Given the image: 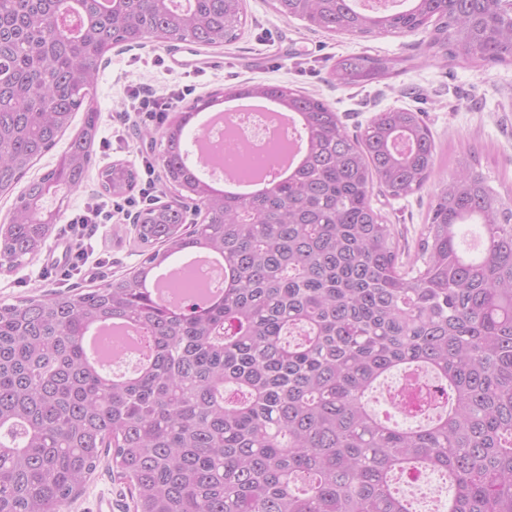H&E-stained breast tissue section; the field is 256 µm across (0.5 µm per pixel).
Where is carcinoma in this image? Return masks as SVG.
<instances>
[{
    "mask_svg": "<svg viewBox=\"0 0 512 512\" xmlns=\"http://www.w3.org/2000/svg\"><path fill=\"white\" fill-rule=\"evenodd\" d=\"M0 0V194L51 151L84 110L56 165L31 181L0 235V262L37 255L54 224L53 188L81 187L92 166L98 72L116 45L234 41L243 0ZM355 0H275L285 19L330 33L427 32L424 54L512 63V14L497 0H411L370 16ZM414 57L351 53L331 78L363 87ZM298 111L304 158L288 180L249 199L213 195L181 161L198 99L159 132L165 189L188 201L149 207L135 232L143 259L97 288L0 303V512H67L111 455L134 512H415L397 480L448 479L445 512H512V198L463 163L440 186L421 248L402 261L394 225L372 204L423 188L435 165L420 112L380 110L351 134L325 101L284 85L240 84ZM245 147L227 154L245 173ZM135 169L99 171L106 196L126 195ZM202 215L189 230L187 209ZM219 253L230 271L209 308L169 309L142 288L175 252ZM145 332L148 362L111 377L112 352H85L98 325ZM442 382L448 408L405 430L368 407L394 369Z\"/></svg>",
    "mask_w": 512,
    "mask_h": 512,
    "instance_id": "1",
    "label": "carcinoma"
}]
</instances>
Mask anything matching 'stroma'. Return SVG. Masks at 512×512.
Segmentation results:
<instances>
[{"label": "stroma", "mask_w": 512, "mask_h": 512, "mask_svg": "<svg viewBox=\"0 0 512 512\" xmlns=\"http://www.w3.org/2000/svg\"><path fill=\"white\" fill-rule=\"evenodd\" d=\"M246 23L238 38L219 47L154 41L116 47L107 53L97 90L100 111L94 164L84 184L67 195L47 199L60 219L43 251L13 267H0V302L14 303L46 291L101 286L133 270L141 246L132 218L143 210L139 192L120 198L106 224L89 225L84 242L90 253L76 269L52 264L68 242L67 221L85 199L98 194V173L117 161L142 170L156 162L162 147L141 138L145 124H119L128 95L141 86L160 91L170 85L192 86L193 97H208L239 84H282L320 97L332 106L349 132L363 129L374 113L387 108L422 112L436 144L434 173L419 191L403 199L375 193L373 206L395 225L405 254H415L428 212L442 181L459 159L469 157L489 185L512 193V64L478 67L421 57L424 30L409 34L358 37L312 31L297 19H284L274 0H244ZM411 55L412 69L398 77L350 88L336 83L330 69L350 53ZM69 512H132L126 484L107 468L86 483Z\"/></svg>", "instance_id": "35a3bbf8"}]
</instances>
